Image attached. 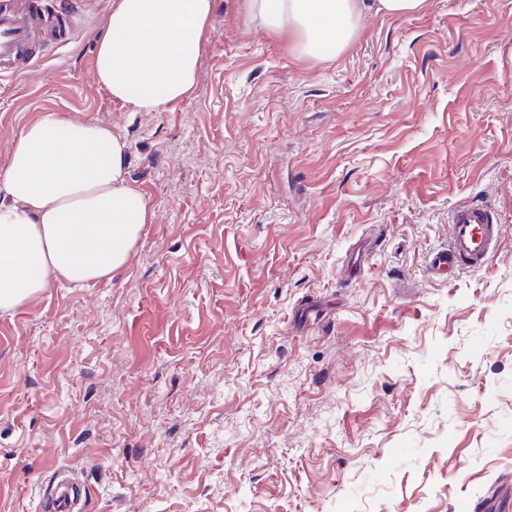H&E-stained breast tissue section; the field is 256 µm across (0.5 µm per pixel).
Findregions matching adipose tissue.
Returning <instances> with one entry per match:
<instances>
[{"instance_id":"1","label":"adipose tissue","mask_w":512,"mask_h":512,"mask_svg":"<svg viewBox=\"0 0 512 512\" xmlns=\"http://www.w3.org/2000/svg\"><path fill=\"white\" fill-rule=\"evenodd\" d=\"M426 0H241L245 19L287 36L297 59L332 60L370 13L406 17ZM213 0H112L96 43L99 83L136 112L189 96ZM125 138L93 121L47 112L13 142L0 171V310L53 280L85 285L128 262L154 214L127 172Z\"/></svg>"}]
</instances>
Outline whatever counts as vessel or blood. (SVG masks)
Masks as SVG:
<instances>
[{
    "label": "vessel or blood",
    "mask_w": 512,
    "mask_h": 512,
    "mask_svg": "<svg viewBox=\"0 0 512 512\" xmlns=\"http://www.w3.org/2000/svg\"><path fill=\"white\" fill-rule=\"evenodd\" d=\"M86 0H0V74L22 76L47 51L70 43L84 21ZM447 248L429 253L428 273L438 280L464 269L485 268L498 251L504 227L486 203L464 201L449 214ZM371 238L359 239L349 250L344 276L361 273L374 251ZM41 512H85L82 484L67 469L57 470L40 487Z\"/></svg>",
    "instance_id": "vessel-or-blood-1"
}]
</instances>
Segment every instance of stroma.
<instances>
[{
    "mask_svg": "<svg viewBox=\"0 0 512 512\" xmlns=\"http://www.w3.org/2000/svg\"><path fill=\"white\" fill-rule=\"evenodd\" d=\"M111 5L0 77V171L43 113L96 121L155 215L113 277L0 311V512L66 467L86 512H456L512 486V0L370 15L305 62L214 0L160 112L95 78ZM467 199L500 248L431 280ZM374 246L375 242L371 238L359 239L347 253L342 270L343 275L350 277L354 273H361L374 251Z\"/></svg>",
    "mask_w": 512,
    "mask_h": 512,
    "instance_id": "obj_1",
    "label": "stroma"
}]
</instances>
